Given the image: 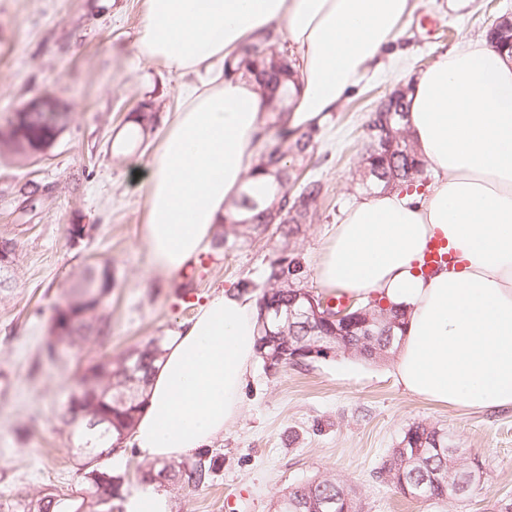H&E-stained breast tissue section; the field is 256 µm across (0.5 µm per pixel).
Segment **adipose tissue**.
Instances as JSON below:
<instances>
[{
    "label": "adipose tissue",
    "mask_w": 512,
    "mask_h": 512,
    "mask_svg": "<svg viewBox=\"0 0 512 512\" xmlns=\"http://www.w3.org/2000/svg\"><path fill=\"white\" fill-rule=\"evenodd\" d=\"M137 56L189 76L141 180L136 241L153 271L182 273L209 249L253 168L267 108L254 82L214 77L269 29L291 49L289 126L336 111L382 60L411 0H144ZM405 122L433 180L355 199L323 240L322 287L405 314L394 375L409 393L472 410L512 407V55L487 41L441 54L411 81ZM451 265L421 270L432 239ZM254 294L220 291L168 338L131 443L164 463L194 455L243 413L258 357Z\"/></svg>",
    "instance_id": "ef3b65f1"
}]
</instances>
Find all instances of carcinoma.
Here are the masks:
<instances>
[{"instance_id":"obj_1","label":"carcinoma","mask_w":512,"mask_h":512,"mask_svg":"<svg viewBox=\"0 0 512 512\" xmlns=\"http://www.w3.org/2000/svg\"><path fill=\"white\" fill-rule=\"evenodd\" d=\"M294 61L286 43L274 29L266 31L245 45L238 62H224L228 78L253 75L261 95L268 99L258 164L246 177L245 187L234 209L225 213L221 231L215 236L214 247L233 250L266 232L270 221L268 208L278 202L279 208L290 215L286 222L276 221L283 247L263 271L262 303L288 307L307 277L300 257L289 249L290 237L302 225L316 216L324 198V186L318 179H306L296 191L290 183L298 180L297 166L312 156L320 127L301 133L288 128V79L293 76ZM29 120L19 124L8 121L0 126V150L17 157H26L34 150H45L67 124V113L54 106L26 112ZM133 124L144 136L153 129V102L144 101L129 114ZM426 165L418 154L417 145L402 124L395 134L385 133L382 113L371 114L360 149L354 177L358 184L380 183L383 188L413 186L422 181ZM112 290V265L104 261L87 265L75 276L64 301L54 308L51 334L57 343H74L96 328H108L103 305ZM349 315L354 319L352 335L371 336L363 348L351 353L366 360L383 358L381 350L389 344V336L403 332L400 315L369 303L354 306ZM330 333V324L322 322L310 328L291 324L281 332L282 344L295 352L293 364L302 365L314 358L301 353ZM164 337L159 336L146 345L129 351L114 362L99 359L87 365L79 380V396L68 399L69 418L66 424L79 440L76 448L80 460L77 467L80 489L66 493L48 486L34 497L14 508V512H122V487L126 476L112 468L109 460L116 451L112 440H122L135 423L150 371L162 355ZM105 423L91 428L93 419ZM442 433L445 448H412V444ZM219 459L209 450L196 452L191 462L167 463L158 471L167 480L183 487L206 486L217 469ZM480 462L464 448L458 447L441 429L417 424L410 426L391 449L380 469V475L400 492H410V498L445 500L470 493L476 484L472 473ZM275 512H361L360 502L342 484L330 477H320L300 484L283 494Z\"/></svg>"}]
</instances>
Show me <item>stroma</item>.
Instances as JSON below:
<instances>
[{
	"instance_id": "obj_1",
	"label": "stroma",
	"mask_w": 512,
	"mask_h": 512,
	"mask_svg": "<svg viewBox=\"0 0 512 512\" xmlns=\"http://www.w3.org/2000/svg\"><path fill=\"white\" fill-rule=\"evenodd\" d=\"M512 0H416L394 47L396 81L354 88L320 126L306 173L325 200L290 241L314 268L325 234L361 190L353 180L360 143L379 98L438 55L482 35ZM143 0H0V125L44 94L69 122L39 160L0 154V236L17 244L11 280L0 293V503L13 504L55 485L77 490V442L64 401L93 358L120 359L130 348L171 335L210 295L240 280L262 284L278 252L268 229L242 248L210 249L191 274L193 288L152 271L137 245L144 196L134 178L146 166L177 100L178 77L134 57ZM152 100L156 120L144 140L126 143V116ZM35 199H28V191ZM92 225L72 242L68 228ZM112 266L105 309L108 333L59 348L45 361L55 305L89 261ZM393 358L366 361L340 352L279 371L256 363L243 390L244 416L210 447L219 458L212 482L198 489L163 482L171 512H274L280 496L331 476L353 488L363 512H488L512 498V408L472 411L406 392ZM425 424L447 430L482 461L477 489L457 500H409L379 475L404 432Z\"/></svg>"
}]
</instances>
